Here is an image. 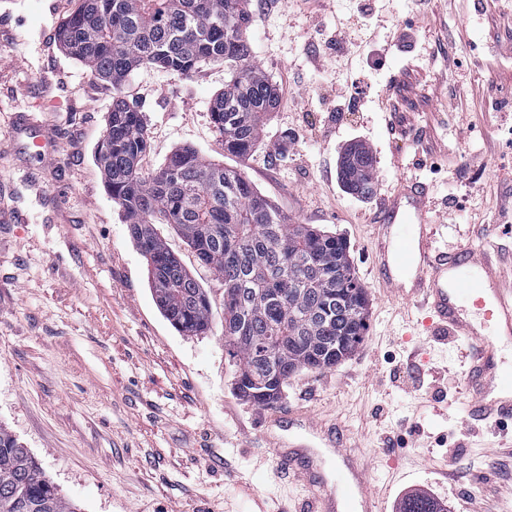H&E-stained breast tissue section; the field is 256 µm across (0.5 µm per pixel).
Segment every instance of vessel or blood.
Masks as SVG:
<instances>
[{
    "mask_svg": "<svg viewBox=\"0 0 512 512\" xmlns=\"http://www.w3.org/2000/svg\"><path fill=\"white\" fill-rule=\"evenodd\" d=\"M55 137L34 113L10 117L8 138L27 147L33 165L54 160ZM428 203L426 185L414 180L382 199L376 273L424 312L427 326L468 341L470 416L512 419V370L500 354L512 340V286L470 245L438 243ZM261 435L281 470L312 491L299 512H376L364 453L346 444L336 424L291 408L264 416Z\"/></svg>",
    "mask_w": 512,
    "mask_h": 512,
    "instance_id": "b4317fda",
    "label": "vessel or blood"
}]
</instances>
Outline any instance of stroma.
Listing matches in <instances>:
<instances>
[{
  "mask_svg": "<svg viewBox=\"0 0 512 512\" xmlns=\"http://www.w3.org/2000/svg\"><path fill=\"white\" fill-rule=\"evenodd\" d=\"M75 4L0 0V141L11 113L38 112L62 162L40 173L39 195L20 151H0V212L26 217L0 222V426L78 512H296L308 489L278 468L259 428L264 407L233 389L223 283L158 225L212 305L207 335L179 333L106 190L94 151L112 86L44 34L47 15L62 19ZM504 5L512 0H330L312 21L291 0H251L253 59L280 103L244 158L225 154L210 120L222 63L187 77L141 68L120 90L145 117L144 170L192 147L244 169L293 222L346 240L368 293L366 335L335 367L293 375L276 408L339 423L371 458L383 512L417 491L471 512L474 482L512 481L502 446L512 420L468 418L463 340L409 322L376 276L380 199L344 191L336 160L359 141L382 190L403 178L427 184L438 239L470 243L512 277V231L478 223L476 193L512 192V38L488 27ZM373 12L382 21L366 27ZM326 28L341 31V46Z\"/></svg>",
  "mask_w": 512,
  "mask_h": 512,
  "instance_id": "stroma-1",
  "label": "stroma"
}]
</instances>
